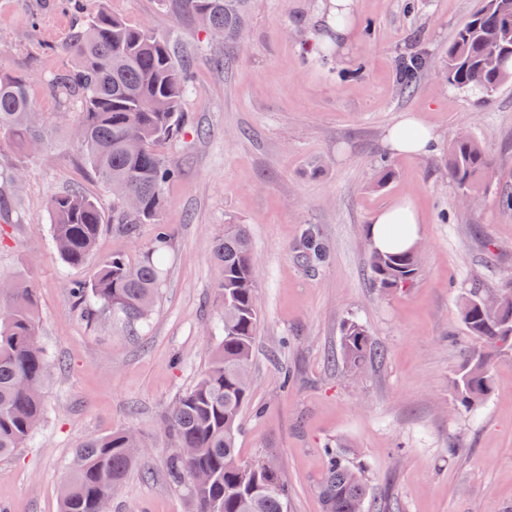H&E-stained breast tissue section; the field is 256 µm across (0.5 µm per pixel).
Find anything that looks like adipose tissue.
Segmentation results:
<instances>
[{"label": "adipose tissue", "mask_w": 512, "mask_h": 512, "mask_svg": "<svg viewBox=\"0 0 512 512\" xmlns=\"http://www.w3.org/2000/svg\"><path fill=\"white\" fill-rule=\"evenodd\" d=\"M388 150L409 156L428 155L436 143L433 130L423 127L421 119L404 113L387 130L384 138ZM423 222L411 202L399 198L378 210L370 219L367 230L372 250L379 252L394 249H410L417 245ZM400 225V233H393V225Z\"/></svg>", "instance_id": "obj_1"}]
</instances>
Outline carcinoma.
Instances as JSON below:
<instances>
[{
    "label": "carcinoma",
    "instance_id": "1",
    "mask_svg": "<svg viewBox=\"0 0 512 512\" xmlns=\"http://www.w3.org/2000/svg\"><path fill=\"white\" fill-rule=\"evenodd\" d=\"M73 17L65 49L71 60L48 80L63 104L81 114L73 136L105 187L112 192V216L79 191L48 202L51 236L65 264L80 266L93 253L104 224L128 235L142 224L154 226L151 246L136 262L122 253L103 260L89 284L72 288V304L89 312L97 305L128 323L144 322L163 279L168 233L161 224L166 185L179 169L157 146L184 126L183 103L192 72L175 61V44L143 25L117 17L99 3L69 0ZM210 34L237 39L243 28L242 0H178ZM427 71L405 66L400 75L411 89ZM448 83L485 96L512 80V0H484L448 47ZM0 141L27 158L52 145L49 128L30 93L27 78L0 73ZM449 174L469 197L489 169L484 149L462 134L450 146ZM26 168L0 169V191L12 192ZM314 263L327 261L323 243L306 232L302 243ZM212 259L219 270L214 296L220 312L219 341L197 384L164 416L161 431L175 451L167 464L173 483L185 488L195 512H288V485L268 462L240 458L243 410L251 402L249 363L259 324L256 262L242 224H226L214 237ZM374 284L384 290L412 282L420 269L417 251L372 252ZM461 321L482 346L512 350V285L494 297L477 285L460 306ZM371 355L370 337L355 321L344 324L340 356L351 370ZM51 369L40 340L37 292L25 278L0 272V459L12 456L34 435L44 415L41 387ZM493 378L485 355L476 351L453 378L459 409L470 412L490 394ZM146 447L129 430L84 442L60 493V512H104ZM320 497L324 512H366L370 488L365 471L339 450L329 451Z\"/></svg>",
    "mask_w": 512,
    "mask_h": 512
}]
</instances>
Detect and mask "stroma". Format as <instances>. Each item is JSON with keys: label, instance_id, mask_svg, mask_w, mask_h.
<instances>
[{"label": "stroma", "instance_id": "1", "mask_svg": "<svg viewBox=\"0 0 512 512\" xmlns=\"http://www.w3.org/2000/svg\"><path fill=\"white\" fill-rule=\"evenodd\" d=\"M480 3L357 0L350 41L335 52L311 41L321 0H245L237 43L215 40L177 0H106L112 14L171 35L194 73L185 129L159 147L182 171L164 191V279L152 314L131 329L107 311L79 313L70 289L112 253L138 259L153 226L132 237L104 227L79 267L66 266L51 240L52 195L78 190L112 210L72 138L78 106L63 110L46 85L66 61L71 19L58 0H0V72L28 74L53 139L28 162L14 223L0 225V272L37 283L40 338L59 361L42 386L36 435L0 460L7 512H59L76 448L124 428L150 434L151 445L105 512H192L167 479L172 445L155 427L209 364L210 251L227 224L251 238L261 314L239 448L243 459L276 464L289 512H322L330 448L365 465L377 512H512V352L489 351L493 387L476 411L458 410L452 387L477 346L460 321L466 288L512 282V82L487 97L439 79ZM414 55L430 72L405 93L396 73ZM224 56L232 68L215 67ZM405 111L433 128L431 154L387 151L384 134ZM463 130L491 162L490 188L473 204L448 178V148ZM399 197L423 217L421 272L385 293L371 281L367 228ZM308 227L328 264L301 256ZM350 319L380 354L357 374L337 358Z\"/></svg>", "mask_w": 512, "mask_h": 512}]
</instances>
